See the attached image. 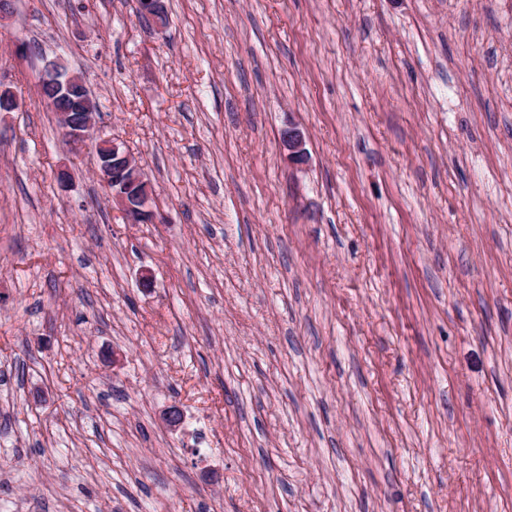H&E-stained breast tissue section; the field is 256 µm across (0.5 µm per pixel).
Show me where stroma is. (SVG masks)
<instances>
[{"label":"stroma","instance_id":"obj_1","mask_svg":"<svg viewBox=\"0 0 512 512\" xmlns=\"http://www.w3.org/2000/svg\"><path fill=\"white\" fill-rule=\"evenodd\" d=\"M162 5L0 23V501L512 512V0ZM56 55L160 223L70 150ZM282 145L288 151V160L295 165H305L309 160L306 137L296 124H290L282 133ZM98 176L108 187L127 224L157 223L154 189L133 153L114 138L96 142Z\"/></svg>","mask_w":512,"mask_h":512}]
</instances>
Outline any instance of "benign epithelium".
I'll return each mask as SVG.
<instances>
[{
  "label": "benign epithelium",
  "instance_id": "obj_1",
  "mask_svg": "<svg viewBox=\"0 0 512 512\" xmlns=\"http://www.w3.org/2000/svg\"><path fill=\"white\" fill-rule=\"evenodd\" d=\"M140 10L151 25L158 27L164 16L160 0H140ZM55 87L57 96L69 109L58 111L57 102L45 96L41 100L53 111L59 112L66 142L74 148H82L95 128L96 113L87 107V86L82 78L70 73L59 56L42 58L39 84ZM282 145L288 151V160L295 165H305L309 160L306 137L303 130L291 124L282 133ZM98 176L112 195L117 207L128 224H154L157 212L153 208L154 189L133 153L115 139L98 138Z\"/></svg>",
  "mask_w": 512,
  "mask_h": 512
}]
</instances>
